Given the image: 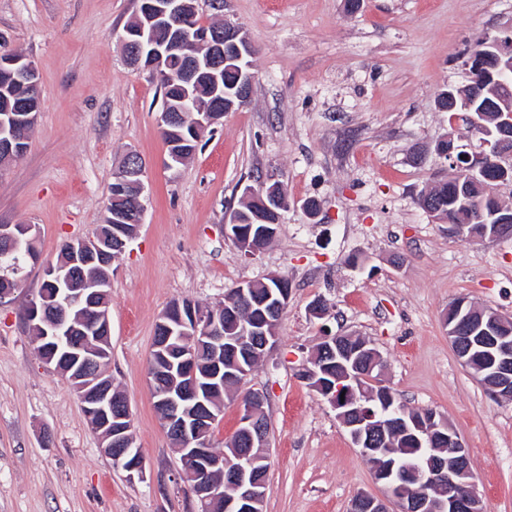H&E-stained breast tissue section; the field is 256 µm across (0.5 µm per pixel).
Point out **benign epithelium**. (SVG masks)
Masks as SVG:
<instances>
[{"label": "benign epithelium", "mask_w": 512, "mask_h": 512, "mask_svg": "<svg viewBox=\"0 0 512 512\" xmlns=\"http://www.w3.org/2000/svg\"><path fill=\"white\" fill-rule=\"evenodd\" d=\"M158 24L176 32L168 45L157 46L147 41V34ZM121 43L128 62L160 76L165 56L175 54L186 60L180 76L192 80L197 75L208 77L210 101L201 103L186 98L182 111L199 116L188 123L194 142L215 124L224 112L225 90L219 86L224 65L242 63L252 48L243 28L226 22L210 30L197 29L194 4L187 0H149L137 15L135 25L127 27ZM512 59V29L481 40L464 60L469 73L487 77L497 73L500 88H509L505 65ZM0 72L8 81L28 90H38L37 73L31 60L23 55H0ZM255 75L246 65L239 69V82L231 95L229 109L245 106L251 98ZM462 120L469 129L484 130L493 124L497 135L493 142L480 141L477 150L468 152L457 144L454 133L439 141L437 154L452 158L458 173L481 180L493 167L502 173L512 167V110L498 109L491 114L469 112L461 108ZM38 111L25 102L18 109L16 124L10 131L0 130V164L6 166L20 153L18 130L32 129ZM144 169L140 159L131 155L116 174L107 196V224H115V232L95 233L87 239L66 242L55 264L44 268V275L63 289V300L49 306L34 293L26 305L27 328L53 341L52 350H37L42 362L68 376L85 415L100 433L104 450L121 467L130 480H146V467L140 449L135 447L132 414L126 397L112 385L105 372L92 368L99 363V348L88 344L92 337L104 344L111 338L107 309L110 277L104 270L95 278L84 275V268L98 262L111 251H124L131 238L127 225L143 223L146 211ZM245 201L256 204L259 217L280 218L287 207L282 191L267 197L247 186ZM278 223L264 224L255 233L234 219L226 225L227 235L237 248L251 256L266 246L276 234ZM35 224H0V256H9L20 241L38 238ZM512 236V217L505 215L492 225L479 242L497 241ZM265 295L255 300V314L233 330L224 329L217 310L228 314L238 311L249 301L247 283L234 289L233 298L218 308L203 307L194 302L171 304L158 320L160 335L155 337L149 363L150 382L160 386L157 392L159 417L182 454L181 478L208 512H261L266 495L267 473L254 469L256 457L269 448V430L262 422L265 416L263 392L249 390L238 398L240 405L239 435L247 449L235 452V459L223 460L199 438L217 421L222 403L213 394L240 388L250 375L243 362L263 358L276 345L272 325L278 312L288 307L290 293L281 276L272 274L264 283ZM448 339L459 361L473 366L472 355L485 353V361L474 371L483 386L495 395L512 399V320L486 308L470 304L459 306L456 322L448 325ZM385 362L376 348L362 345L353 349L341 347L336 337L325 335L316 346L310 366L302 379L321 394L336 410V417L347 431L353 447L370 464L375 483L383 496L357 494L350 504L352 512H482L481 498L471 471L469 458L457 432L447 419L433 411L408 413L396 404L392 389L379 398L378 389ZM405 437L418 443H434L426 449L431 455L429 466L399 459L391 448L379 447L385 433ZM229 485L233 495L219 492Z\"/></svg>", "instance_id": "1"}]
</instances>
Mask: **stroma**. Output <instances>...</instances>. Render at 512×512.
Returning a JSON list of instances; mask_svg holds the SVG:
<instances>
[{"mask_svg":"<svg viewBox=\"0 0 512 512\" xmlns=\"http://www.w3.org/2000/svg\"><path fill=\"white\" fill-rule=\"evenodd\" d=\"M202 24L231 21L252 45L249 103L226 113L194 155L169 167L152 74L118 37L137 0H0V44L35 65L41 109L29 146L0 171V224H35L41 264L0 302V512H199L148 379L156 324L175 300L223 302L230 288L288 276L277 343L246 388L263 391L270 467L263 512H348L380 494L331 405L301 379L327 334L369 339L398 401L460 434L483 512H512V401L457 360L444 315L458 298L512 318V240L470 243L422 210L447 176L437 141L455 134L438 95L467 84L476 41L512 26V0H196ZM149 198L135 239L112 264L108 372L133 414L147 479L104 453L69 379L39 359L24 324L43 265L104 223L127 153ZM281 183L275 239L247 256L224 226L244 187ZM316 200L320 210L302 208ZM316 299L329 312H308Z\"/></svg>","mask_w":512,"mask_h":512,"instance_id":"stroma-1","label":"stroma"}]
</instances>
